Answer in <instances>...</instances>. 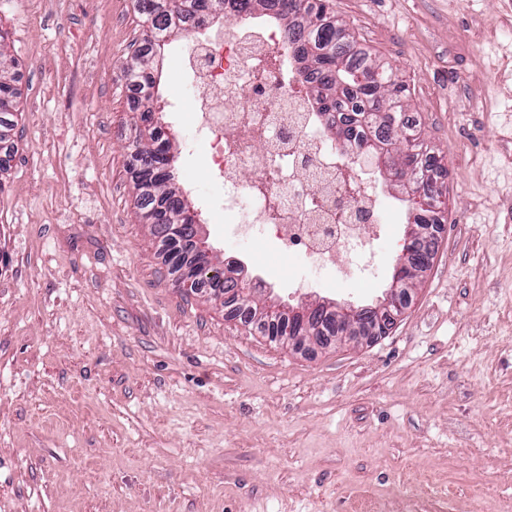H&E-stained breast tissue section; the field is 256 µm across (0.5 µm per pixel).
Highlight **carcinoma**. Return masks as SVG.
<instances>
[{"mask_svg":"<svg viewBox=\"0 0 512 512\" xmlns=\"http://www.w3.org/2000/svg\"><path fill=\"white\" fill-rule=\"evenodd\" d=\"M270 0H136L138 14L147 28L142 32L138 62L124 76L137 83V97L132 110L148 131L149 143H136L131 153V171L137 190L138 207L147 223L165 247L171 271L185 280L182 253L187 246L173 224H185L182 217L185 198L173 184L175 173L168 171L173 153L163 128L152 123L153 101L157 80L147 71V57L161 49L174 31L184 29L190 19L198 27L203 17L213 19L226 12L248 15L267 10ZM279 9L272 14L282 34L288 56L311 80L310 92L327 129L338 139L358 137L367 154L384 159L388 174L408 193L420 197L412 202L414 223L428 228L424 215L445 205L443 185L438 183L441 164L436 155L424 147L416 124L406 115L400 94L404 84L391 70L384 68L372 54L359 46L347 28L328 15L326 0H278ZM17 93L9 82L8 72L0 69V142L14 130L18 112ZM237 280L222 271L212 276L200 275L192 288L212 294L237 288ZM236 317L260 335L276 341L283 335L288 321L277 316L259 317L240 309ZM316 335L335 337L343 332L339 319L318 320Z\"/></svg>","mask_w":512,"mask_h":512,"instance_id":"obj_1","label":"carcinoma"}]
</instances>
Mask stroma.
<instances>
[{
  "label": "stroma",
  "mask_w": 512,
  "mask_h": 512,
  "mask_svg": "<svg viewBox=\"0 0 512 512\" xmlns=\"http://www.w3.org/2000/svg\"><path fill=\"white\" fill-rule=\"evenodd\" d=\"M85 3L0 0L19 101L0 172V512H512V0H329L406 84L448 210L393 328L308 350L170 273L128 167L136 0ZM184 45L148 65L154 117L216 261L259 303L376 305L407 194L368 168L388 213L374 279L289 287L297 258L205 210L207 152L185 155L192 126L168 106Z\"/></svg>",
  "instance_id": "1"
}]
</instances>
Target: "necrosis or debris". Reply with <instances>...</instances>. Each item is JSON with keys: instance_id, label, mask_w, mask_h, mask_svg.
Listing matches in <instances>:
<instances>
[{"instance_id": "1", "label": "necrosis or debris", "mask_w": 512, "mask_h": 512, "mask_svg": "<svg viewBox=\"0 0 512 512\" xmlns=\"http://www.w3.org/2000/svg\"><path fill=\"white\" fill-rule=\"evenodd\" d=\"M185 38L192 121L207 142L206 176L223 189L217 209L226 231L266 241L341 282L351 280L354 262L373 275L387 226L377 192L362 177L365 155L356 138L327 139L284 64L279 30L252 36L229 29L202 42L189 25ZM232 97L242 107L227 108ZM249 166L258 173L246 181L241 172Z\"/></svg>"}]
</instances>
